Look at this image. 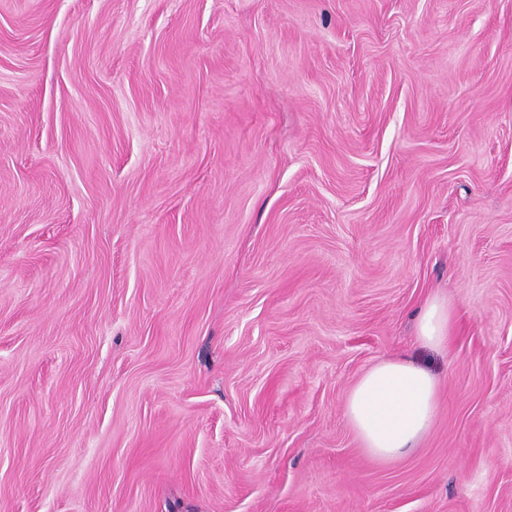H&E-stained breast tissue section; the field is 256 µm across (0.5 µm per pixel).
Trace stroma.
Segmentation results:
<instances>
[{
  "mask_svg": "<svg viewBox=\"0 0 512 512\" xmlns=\"http://www.w3.org/2000/svg\"><path fill=\"white\" fill-rule=\"evenodd\" d=\"M0 512H512V0H0ZM454 330V312L448 301L437 296L427 299L419 312L417 321L419 342L426 347H444L448 345ZM440 383L405 358L380 359L349 390L344 416L364 451L389 464L413 451L430 431Z\"/></svg>",
  "mask_w": 512,
  "mask_h": 512,
  "instance_id": "obj_1",
  "label": "stroma"
}]
</instances>
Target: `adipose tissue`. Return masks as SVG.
<instances>
[{
    "label": "adipose tissue",
    "instance_id": "adipose-tissue-1",
    "mask_svg": "<svg viewBox=\"0 0 512 512\" xmlns=\"http://www.w3.org/2000/svg\"><path fill=\"white\" fill-rule=\"evenodd\" d=\"M455 330L447 301L433 296L419 312L417 337L426 347L448 345ZM440 383L426 368L397 357L372 364L349 390L344 416L364 451L389 464L413 451L430 431Z\"/></svg>",
    "mask_w": 512,
    "mask_h": 512
}]
</instances>
